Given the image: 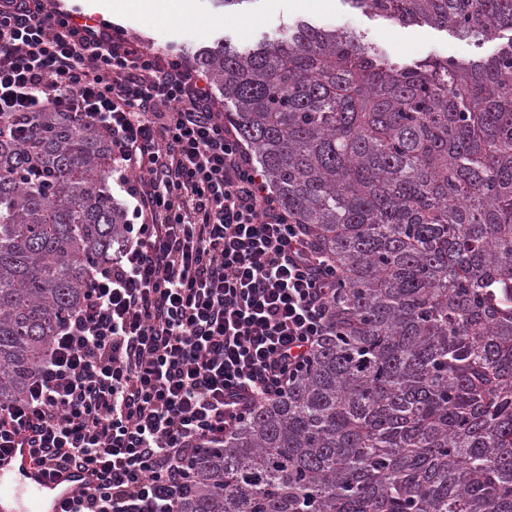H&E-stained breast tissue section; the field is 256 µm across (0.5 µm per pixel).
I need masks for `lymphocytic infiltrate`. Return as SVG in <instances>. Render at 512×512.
Returning a JSON list of instances; mask_svg holds the SVG:
<instances>
[{
  "label": "lymphocytic infiltrate",
  "mask_w": 512,
  "mask_h": 512,
  "mask_svg": "<svg viewBox=\"0 0 512 512\" xmlns=\"http://www.w3.org/2000/svg\"><path fill=\"white\" fill-rule=\"evenodd\" d=\"M69 112L98 129L133 221L92 268L0 451L92 467L62 512H179L200 448L307 370L341 283L268 190L207 79L49 0H0V113Z\"/></svg>",
  "instance_id": "1"
}]
</instances>
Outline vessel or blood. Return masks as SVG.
<instances>
[{"mask_svg":"<svg viewBox=\"0 0 512 512\" xmlns=\"http://www.w3.org/2000/svg\"><path fill=\"white\" fill-rule=\"evenodd\" d=\"M96 482V474L89 470H53L36 464L26 447L0 451V501H19L20 512H61L64 503Z\"/></svg>","mask_w":512,"mask_h":512,"instance_id":"1","label":"vessel or blood"}]
</instances>
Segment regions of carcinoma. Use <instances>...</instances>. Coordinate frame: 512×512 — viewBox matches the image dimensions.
Here are the masks:
<instances>
[{
    "label": "carcinoma",
    "mask_w": 512,
    "mask_h": 512,
    "mask_svg": "<svg viewBox=\"0 0 512 512\" xmlns=\"http://www.w3.org/2000/svg\"><path fill=\"white\" fill-rule=\"evenodd\" d=\"M343 2L479 43L512 32V0ZM194 58L342 283L308 371L197 455L181 512H512V38L401 65L301 20ZM111 174L70 114H0V403L125 234Z\"/></svg>",
    "instance_id": "1"
}]
</instances>
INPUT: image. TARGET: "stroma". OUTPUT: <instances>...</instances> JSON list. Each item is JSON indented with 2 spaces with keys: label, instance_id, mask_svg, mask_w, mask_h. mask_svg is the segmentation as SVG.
<instances>
[{
  "label": "stroma",
  "instance_id": "35a3bbf8",
  "mask_svg": "<svg viewBox=\"0 0 512 512\" xmlns=\"http://www.w3.org/2000/svg\"><path fill=\"white\" fill-rule=\"evenodd\" d=\"M308 20L320 25L346 26L368 34L395 62L410 64L429 56L477 59L495 51L498 41L475 44L427 25L404 27L384 19L353 12L344 0L326 5H290L289 0H250L241 11L226 13L210 0H190V8L178 21L153 20L143 11L127 12L117 23L123 33L146 50L176 52L192 60L196 49L225 39L245 48L274 38L284 22Z\"/></svg>",
  "mask_w": 512,
  "mask_h": 512
}]
</instances>
